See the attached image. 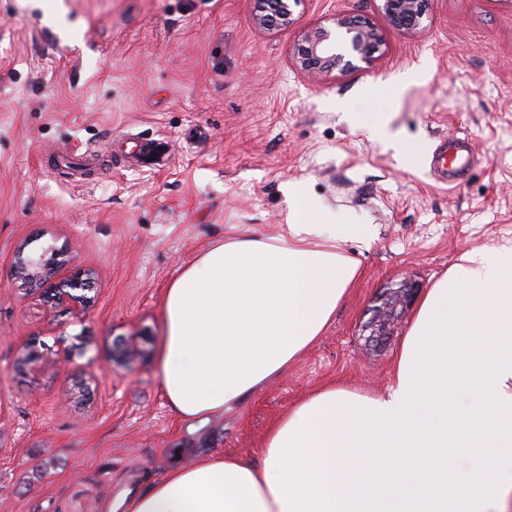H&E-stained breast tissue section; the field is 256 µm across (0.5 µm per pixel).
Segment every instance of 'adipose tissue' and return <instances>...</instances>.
I'll list each match as a JSON object with an SVG mask.
<instances>
[{
    "instance_id": "adipose-tissue-1",
    "label": "adipose tissue",
    "mask_w": 512,
    "mask_h": 512,
    "mask_svg": "<svg viewBox=\"0 0 512 512\" xmlns=\"http://www.w3.org/2000/svg\"><path fill=\"white\" fill-rule=\"evenodd\" d=\"M365 225L297 202L274 235L227 238L167 288L160 382L204 422L287 373L329 325ZM126 512H512V246L464 253L423 296L381 394L313 391L259 458L202 456Z\"/></svg>"
}]
</instances>
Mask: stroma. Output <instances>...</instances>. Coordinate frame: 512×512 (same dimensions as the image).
I'll return each instance as SVG.
<instances>
[{
  "label": "stroma",
  "mask_w": 512,
  "mask_h": 512,
  "mask_svg": "<svg viewBox=\"0 0 512 512\" xmlns=\"http://www.w3.org/2000/svg\"><path fill=\"white\" fill-rule=\"evenodd\" d=\"M254 8L0 0V512H111L200 456L256 458L315 389L382 392L415 312L365 347L380 291L410 279L424 296L464 252L512 243V0H431L419 35L387 31L372 66L316 84L295 65L301 30L336 13L384 28L379 0H293L272 32ZM451 130L476 156L452 190L428 165ZM130 134L167 136L168 167L133 169ZM297 185L370 227L340 246L359 276L285 376L187 426L158 375L164 292L212 243L276 233ZM22 242L95 271L82 318L19 288Z\"/></svg>",
  "instance_id": "1"
}]
</instances>
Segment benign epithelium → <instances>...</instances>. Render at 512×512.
Returning a JSON list of instances; mask_svg holds the SVG:
<instances>
[{"instance_id":"benign-epithelium-1","label":"benign epithelium","mask_w":512,"mask_h":512,"mask_svg":"<svg viewBox=\"0 0 512 512\" xmlns=\"http://www.w3.org/2000/svg\"><path fill=\"white\" fill-rule=\"evenodd\" d=\"M387 28L402 34H415L423 29L430 0H380ZM253 24L263 30L287 28L293 23L288 0H256ZM385 45L383 33L376 27L352 16L336 14L319 19L305 28L297 40L295 63L312 78L334 71L341 74L358 68V63L372 64ZM17 247L12 275L20 287L39 293L46 302L64 306L75 316L83 315L91 299L89 290L94 272L73 266L71 259L59 254L48 262L41 255ZM415 291V283L405 280L395 289H386L373 306V315L364 326L368 345L381 346L389 333L386 328L401 319Z\"/></svg>"}]
</instances>
